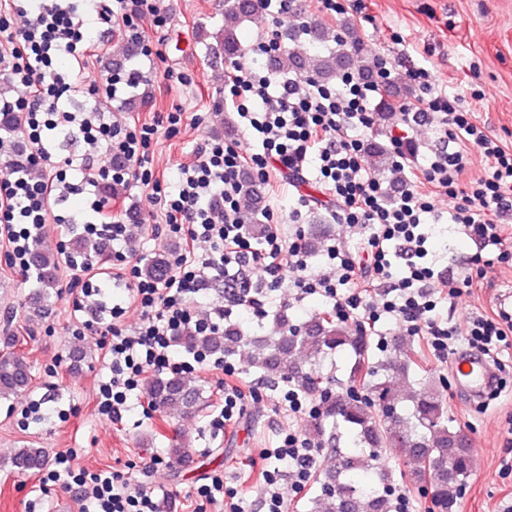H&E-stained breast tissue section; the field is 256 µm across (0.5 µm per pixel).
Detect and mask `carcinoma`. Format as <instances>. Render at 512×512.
Returning a JSON list of instances; mask_svg holds the SVG:
<instances>
[{
    "instance_id": "obj_1",
    "label": "carcinoma",
    "mask_w": 512,
    "mask_h": 512,
    "mask_svg": "<svg viewBox=\"0 0 512 512\" xmlns=\"http://www.w3.org/2000/svg\"><path fill=\"white\" fill-rule=\"evenodd\" d=\"M253 0H225L224 26L215 42L228 58L241 55L236 37L241 22L252 15ZM352 45L339 41L328 54L301 53L284 48L274 55L282 71L302 74L319 82H330L348 73ZM73 250L103 256L106 244L100 238L77 237ZM28 266L46 293L55 288L59 254L37 240L31 246ZM166 269V257L147 263L142 275L158 279ZM278 335L250 340L242 331L227 325L215 333L183 331L178 342L189 351H203L217 358L234 354L242 346H252V363L266 377L291 382L320 395L319 411L308 429L317 448L328 449L336 463L319 473L320 493L309 501L310 512H390L386 488L390 485L384 458L393 454L403 460L411 485L428 489L438 512H455L467 479L477 460L471 442L448 418L441 390L432 379H416L414 387L401 396L400 380H410L415 362L402 343L393 344L384 356L374 354L369 337L318 314L301 324H293L282 313L276 320ZM346 351L352 363L349 385L328 387L332 378L320 371L330 354ZM369 384V394L355 393L359 382ZM32 384V365L20 349V337L0 338V399H19ZM147 399L168 414L195 412L203 399L196 381L182 373H170L146 381ZM47 463L42 448L23 447L11 459L19 472H39Z\"/></svg>"
}]
</instances>
